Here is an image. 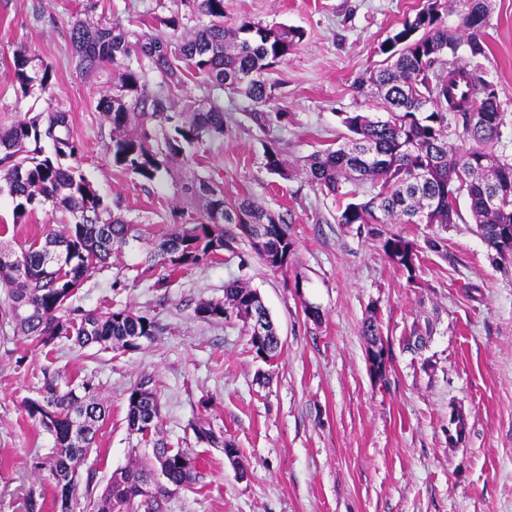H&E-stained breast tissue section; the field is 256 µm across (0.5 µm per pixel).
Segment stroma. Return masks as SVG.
Listing matches in <instances>:
<instances>
[{"mask_svg":"<svg viewBox=\"0 0 512 512\" xmlns=\"http://www.w3.org/2000/svg\"><path fill=\"white\" fill-rule=\"evenodd\" d=\"M427 4L224 0L226 24L286 25L304 37L265 75L270 109L281 120L260 130L246 116L243 95L219 92L224 136L195 172L220 183L226 200L248 195L287 214L295 260L270 270L243 240L236 254L189 267L159 288L144 247L113 255L109 266L90 272L73 304L156 317L161 332L123 353L65 340L38 347L0 322V512H25L31 491L42 512H57L52 485L33 467L52 452L54 438L23 408L49 376L74 386L92 381L108 403L92 453L101 487L129 463L132 449L145 446L126 414L130 392L149 382L162 434L172 447L195 449L201 462L199 478L171 496L167 512H512V261L493 260L463 198L461 221L448 227L395 225L416 244L430 237L447 243L446 254L425 253L408 279L379 239L337 223L332 198L300 172L308 156L341 143V113H381L379 101L358 95L354 83L384 63L380 44ZM488 5L484 55L470 57L464 47L458 55L494 86L504 112L496 151L511 155L512 0ZM174 12L186 27L198 22L180 0H0V125L28 112H67L77 164L115 212L157 236L186 221L185 176L176 169L145 186L113 166L110 126L97 102L119 69L78 72L70 29L80 20L156 33L160 18ZM21 50L51 67L48 91L25 94L15 84L13 57ZM271 141L290 178L264 168ZM64 220L39 210L14 223L11 200L0 193V240L14 249ZM235 278L258 290L279 328L282 351L273 362L255 359L243 321L193 318L197 303L223 299L225 282ZM308 304L318 307L320 321L307 317ZM373 310L389 349L381 380L370 373L360 333ZM416 326L431 334L412 352L403 338ZM454 417L462 423L458 439L448 435ZM195 422L233 442L246 475L223 448L196 440Z\"/></svg>","mask_w":512,"mask_h":512,"instance_id":"35a3bbf8","label":"stroma"}]
</instances>
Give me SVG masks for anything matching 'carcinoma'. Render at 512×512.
<instances>
[{"label": "carcinoma", "instance_id": "obj_1", "mask_svg": "<svg viewBox=\"0 0 512 512\" xmlns=\"http://www.w3.org/2000/svg\"><path fill=\"white\" fill-rule=\"evenodd\" d=\"M192 5L203 21L191 34L182 32L179 15L162 20L167 31L135 35L117 25L90 26L78 20L70 32L72 60L76 69L90 74L120 60L136 58L148 67H125L112 93L99 99L98 107L111 126L108 150L115 167L151 184L169 165L181 161L189 166L205 153L206 146L224 137V106L209 97L203 104L175 111L173 90L185 83V75L204 77L212 90L227 88L242 92L250 101L248 115L259 126L272 121L266 111L270 94L264 74L281 62L301 41V30L288 26L268 27L244 20L224 24V0H181ZM441 0L403 23L381 48L384 65L357 79L360 95L373 94L384 116L347 112L342 123L348 135L336 149L312 154L305 175L336 203V223L358 225L381 240L389 260L416 277L421 254H441L445 243L430 238L425 248L400 233H388L382 224H438L448 226L459 217L461 195L469 199L476 231L501 260L512 259V157L495 151L503 125V112L495 91L458 56L461 45L470 56L484 55L483 29L487 23V0H468L461 26L466 40L448 31L440 9ZM26 52L14 57V78L25 94L46 90L52 78L49 66L36 68ZM159 76L149 88V73ZM479 105L481 118L471 109ZM67 114L24 115L0 126V193L14 204V223L41 209L70 214L72 221L49 233L44 242L33 241L17 253L0 243V320L13 323L36 343L47 346L65 337L84 347L98 344L109 349L119 344L124 351L138 348L136 339H151L160 332L158 322L130 309L106 313L67 310L88 272L104 266L114 251L133 241L151 246L150 260L168 270L156 287L189 266L199 265L221 252L235 253L234 245L245 237L246 225L260 230L262 244L250 243L255 256L268 268H288L295 243L287 219L257 205L248 197L232 203L224 190L199 176L184 187L186 209L199 212L188 224H174L154 240L141 225L112 211L93 184L73 165L79 148L68 136ZM268 173L288 178L281 152L264 151ZM498 195L487 202L491 191ZM220 215L221 221L214 219ZM69 311L63 318L60 313ZM194 316L220 323L241 318L248 324L261 319L266 337L249 342L261 360L279 356L282 343L277 327L257 290L238 279L224 285V300L201 301ZM361 334L371 345L380 341V322L366 318ZM75 389H61L55 379L45 378L37 399L24 402L27 415L51 432L55 455L41 460L36 470L47 474L59 512H70L69 503L78 490L92 503L94 512H166L171 489L181 488L198 476V456L191 448H170L159 437L160 406L153 389L143 383L128 397L127 425L136 433L148 430L152 455L134 452V462L115 472L100 497H95L94 469L86 465L94 450L98 424L106 418L107 406L97 397L90 381ZM195 438L223 447L233 446L212 430L193 425ZM166 481L143 497L139 487L155 471Z\"/></svg>", "mask_w": 512, "mask_h": 512}]
</instances>
